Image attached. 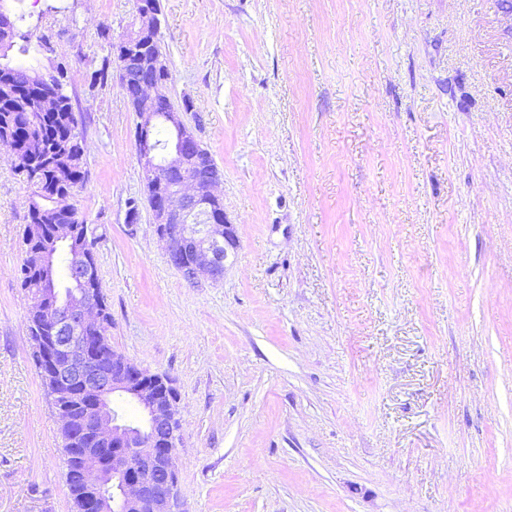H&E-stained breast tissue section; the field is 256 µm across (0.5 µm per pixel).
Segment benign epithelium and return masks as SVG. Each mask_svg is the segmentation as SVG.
<instances>
[{"mask_svg":"<svg viewBox=\"0 0 512 512\" xmlns=\"http://www.w3.org/2000/svg\"><path fill=\"white\" fill-rule=\"evenodd\" d=\"M138 26L112 43L119 79L132 111L136 112L135 141L143 170L144 191L150 202L158 237L165 242L170 263L183 278L224 277L228 252L236 248L235 225L226 214L211 217L208 208L221 200L222 176L179 112L167 110L178 145L160 154L150 144L166 86L147 76L138 32L160 28L158 13L136 0ZM176 179L173 191L164 186ZM73 275L58 297L46 345L47 375L54 395L74 405L76 418L61 415L62 429L85 436L91 446L79 457L82 494L78 512H184L177 491L175 450L181 441L177 418L179 396L174 386L141 368L119 352L103 353L106 322L99 298L85 287L97 277L88 253L70 254ZM94 331L90 336L86 331ZM136 402L144 424L128 427L112 414V396Z\"/></svg>","mask_w":512,"mask_h":512,"instance_id":"1","label":"benign epithelium"}]
</instances>
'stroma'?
<instances>
[{"mask_svg": "<svg viewBox=\"0 0 512 512\" xmlns=\"http://www.w3.org/2000/svg\"><path fill=\"white\" fill-rule=\"evenodd\" d=\"M69 64L115 351L180 394L186 512H512V14L498 0H160L220 169L222 280L168 260L118 77L134 0H17ZM0 146V512H74ZM140 199L137 223L126 220Z\"/></svg>", "mask_w": 512, "mask_h": 512, "instance_id": "stroma-1", "label": "stroma"}]
</instances>
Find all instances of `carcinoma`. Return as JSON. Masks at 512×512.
<instances>
[{"label":"carcinoma","instance_id":"obj_1","mask_svg":"<svg viewBox=\"0 0 512 512\" xmlns=\"http://www.w3.org/2000/svg\"><path fill=\"white\" fill-rule=\"evenodd\" d=\"M5 21L0 25V141L13 145L12 162L32 187L28 202V223L24 230L26 258L21 267V285L35 296L43 277V242L51 235L54 225L68 223V218L54 211L43 192L72 194L84 181V155L76 144L84 141L83 129L65 93V65H56L54 76L36 70L34 62L44 48L39 42L19 47L24 62L15 64L9 56L14 39L19 36L18 23L23 17L15 15L7 0H0ZM54 93L56 101L44 112H31L28 102ZM52 301L31 303L27 322L33 325L48 318ZM66 483L72 497L80 493V477L76 462V445L70 434H63Z\"/></svg>","mask_w":512,"mask_h":512}]
</instances>
